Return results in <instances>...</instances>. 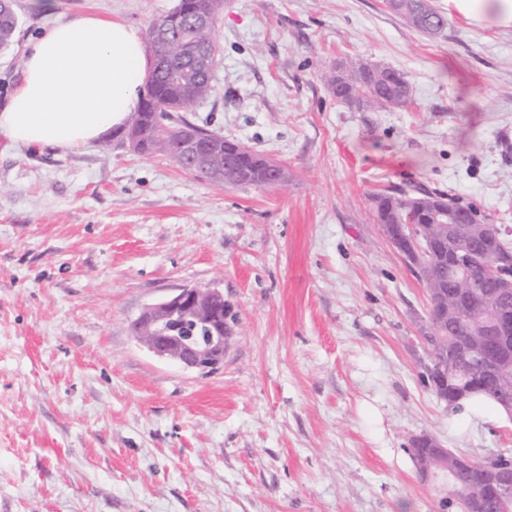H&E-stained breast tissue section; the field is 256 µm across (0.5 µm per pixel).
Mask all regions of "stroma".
I'll return each instance as SVG.
<instances>
[{
	"label": "stroma",
	"instance_id": "stroma-1",
	"mask_svg": "<svg viewBox=\"0 0 512 512\" xmlns=\"http://www.w3.org/2000/svg\"><path fill=\"white\" fill-rule=\"evenodd\" d=\"M431 2L439 37L385 0H224L213 91L188 117L281 163L282 187L117 145L0 144V512H434L413 436L512 452V416L449 423L424 370L427 290L374 216L376 193L414 182L512 236V29ZM176 3L13 0L0 108L51 21L145 31ZM341 61L402 71L411 101L340 103L324 77ZM195 285L234 317L210 373L132 331Z\"/></svg>",
	"mask_w": 512,
	"mask_h": 512
}]
</instances>
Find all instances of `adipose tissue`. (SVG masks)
Wrapping results in <instances>:
<instances>
[{"label":"adipose tissue","instance_id":"adipose-tissue-1","mask_svg":"<svg viewBox=\"0 0 512 512\" xmlns=\"http://www.w3.org/2000/svg\"><path fill=\"white\" fill-rule=\"evenodd\" d=\"M469 23L512 28V0H448ZM150 69L139 28L92 14L52 24L29 46L0 109L10 147L77 150L123 127Z\"/></svg>","mask_w":512,"mask_h":512}]
</instances>
